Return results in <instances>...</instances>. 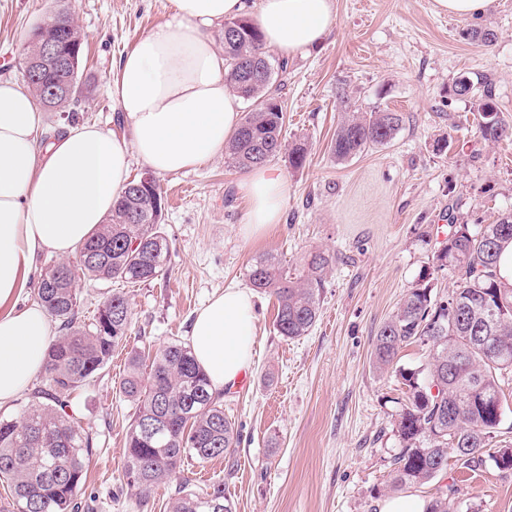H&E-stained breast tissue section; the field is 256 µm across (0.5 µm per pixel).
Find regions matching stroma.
<instances>
[{
	"label": "stroma",
	"instance_id": "35a3bbf8",
	"mask_svg": "<svg viewBox=\"0 0 512 512\" xmlns=\"http://www.w3.org/2000/svg\"><path fill=\"white\" fill-rule=\"evenodd\" d=\"M336 21L320 46L288 59L279 75L287 141H308L306 165L270 160L288 181L282 224L258 237L243 227V171L224 156L178 173L154 175L165 195L170 242L165 272L126 285L130 337L93 381L71 392L67 412L93 438L79 512H168L182 487L224 485L236 512H377L400 448L395 417L406 388L372 363V341L407 289L430 270L449 221L491 224L512 212V139L478 130L475 99L453 86L464 74L487 77L495 109L512 125V0H494L477 23L491 46L471 40L475 21L437 12L433 0H334ZM71 13L84 37L81 93L74 118L123 133L110 85L123 53L171 14L170 0H0V77L24 84L32 32L56 12ZM391 110L404 124L385 145L339 162L331 153L344 109ZM447 149H438L439 140ZM319 249L335 254L319 319L287 340L276 300L260 293L246 389L223 394L240 443L230 454L185 462L181 476L142 495L123 476L125 436L134 413L119 393L129 352L188 341L197 312L235 285L264 254L301 272ZM456 489L454 512H512V471L449 461L436 481L415 488L429 499Z\"/></svg>",
	"mask_w": 512,
	"mask_h": 512
}]
</instances>
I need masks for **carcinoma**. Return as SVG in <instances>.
<instances>
[{"instance_id": "1", "label": "carcinoma", "mask_w": 512, "mask_h": 512, "mask_svg": "<svg viewBox=\"0 0 512 512\" xmlns=\"http://www.w3.org/2000/svg\"><path fill=\"white\" fill-rule=\"evenodd\" d=\"M47 32L83 53V36L74 20L61 22L55 15ZM223 44L231 91L250 105L225 148L228 162L249 170L285 153L292 168L303 167L307 143L288 145L282 139L284 114L275 82L287 71L288 61L274 59L258 29L244 18L224 22ZM246 65L263 71L265 80L241 84L239 72ZM68 77L77 80L68 72L50 70L27 85L39 102ZM453 92L478 96L488 107L479 125L484 139L512 138V126L498 117L486 78L462 75ZM403 122L400 112H346L331 152L339 162L352 159L389 143ZM133 184H126L107 223L77 247L74 261L50 265L41 274L38 301L59 323V335L43 368L45 387L32 393L21 417L0 419V482L10 486L14 512H78L77 494L93 455L92 438L66 413V394L92 381L112 353L127 343L131 321L129 299L120 291L100 302L92 321L82 319L77 273L104 281L147 282L163 272L169 257L161 231L163 207L154 204L163 200L160 188L154 182L147 190H137ZM449 227L433 266L457 271L455 288L439 300L427 285L408 289L373 339L376 369L392 371L407 388L395 421L401 448L391 460V492L430 483L447 470L450 454L466 467L487 457L498 470H512V445L493 443L503 424L493 402H502L501 381H512V287H504L499 274L501 256L512 246V215L475 229L467 224ZM335 262V255L315 251L294 277L274 255L251 265V288L276 299L280 336L299 338L314 327L326 272ZM414 342L429 347L427 363L416 369L399 366L400 349ZM120 392L135 407L124 477L145 495L181 472L186 459L205 463L240 443L223 401L211 391L190 346L180 340L158 350L146 376L140 356L131 354ZM452 492L451 486L438 489L427 512H451ZM169 512H234V503L219 482L201 492H178Z\"/></svg>"}]
</instances>
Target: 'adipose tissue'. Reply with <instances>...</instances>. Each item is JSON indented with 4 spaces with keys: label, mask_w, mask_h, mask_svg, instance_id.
Wrapping results in <instances>:
<instances>
[{
    "label": "adipose tissue",
    "mask_w": 512,
    "mask_h": 512,
    "mask_svg": "<svg viewBox=\"0 0 512 512\" xmlns=\"http://www.w3.org/2000/svg\"><path fill=\"white\" fill-rule=\"evenodd\" d=\"M173 15L125 56L112 99L129 132L67 124L41 141L43 112L18 84L0 79V406L42 370L52 333L45 310L23 306L38 255L70 254L103 224L129 177L131 154L166 174L220 155L239 125L238 101L213 48L211 29L250 17L267 47L292 56L315 47L335 21L334 0H171ZM240 189L245 233L280 223L288 195L283 174L256 167ZM254 296L228 287L202 308L191 348L213 392L233 386L251 366Z\"/></svg>",
    "instance_id": "obj_1"
}]
</instances>
